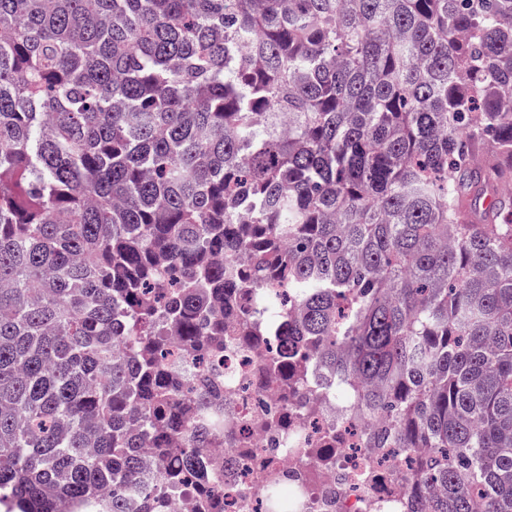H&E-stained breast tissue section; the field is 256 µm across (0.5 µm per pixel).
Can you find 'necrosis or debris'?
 <instances>
[{
    "label": "necrosis or debris",
    "instance_id": "necrosis-or-debris-1",
    "mask_svg": "<svg viewBox=\"0 0 512 512\" xmlns=\"http://www.w3.org/2000/svg\"><path fill=\"white\" fill-rule=\"evenodd\" d=\"M269 353L265 343L224 346V416L251 426L249 447H237L236 431L228 428L223 445L209 450V477L224 490V512H266L257 488L266 478L268 459L299 485L290 512H405L406 489L392 474L409 470V455L399 448H370L362 421L347 415L328 391L320 393L318 416L303 419L296 398L283 397L268 372ZM279 411L290 418V426L265 433L261 421ZM303 448L318 451L311 463L318 477L312 488L299 484Z\"/></svg>",
    "mask_w": 512,
    "mask_h": 512
}]
</instances>
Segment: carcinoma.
Segmentation results:
<instances>
[{"instance_id": "carcinoma-1", "label": "carcinoma", "mask_w": 512, "mask_h": 512, "mask_svg": "<svg viewBox=\"0 0 512 512\" xmlns=\"http://www.w3.org/2000/svg\"><path fill=\"white\" fill-rule=\"evenodd\" d=\"M511 183L512 0H0V508L224 512L170 338L281 336L408 512H512Z\"/></svg>"}]
</instances>
